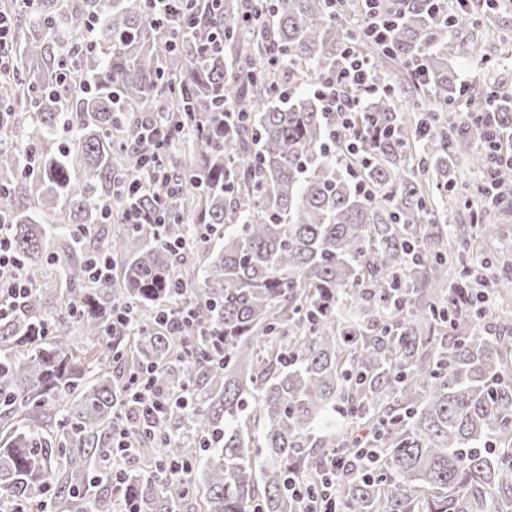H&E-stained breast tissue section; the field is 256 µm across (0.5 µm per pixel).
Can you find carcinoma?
Instances as JSON below:
<instances>
[{
    "mask_svg": "<svg viewBox=\"0 0 512 512\" xmlns=\"http://www.w3.org/2000/svg\"><path fill=\"white\" fill-rule=\"evenodd\" d=\"M174 7L169 40L144 0L13 4L28 26L0 82V220L32 291L0 319V509L300 512L296 486L319 483L336 455L339 512H512V308L496 309L492 333L442 337L481 317L475 280L460 269L450 293L432 287L448 274L434 201L462 202L456 136L481 138L489 111L512 135V95L459 84L448 65L474 12L389 5L381 42L348 30L356 0ZM90 12L103 47L62 55L58 28ZM351 46L409 55L405 81L420 66L432 92L425 111L471 107L468 124L433 122L410 164L412 131L378 66L354 116L370 196L335 148L353 129L300 89ZM70 114L67 143L49 151ZM155 117L161 143L139 137ZM465 165L489 160L478 150ZM495 180L511 197L512 168ZM121 182L137 191L121 210L163 222L105 224ZM192 241L198 268L174 249ZM101 258L119 280L93 278ZM485 267L512 282V264ZM172 311L188 326H159ZM142 385L183 400L146 419ZM117 424L135 445L119 485L102 469Z\"/></svg>",
    "mask_w": 512,
    "mask_h": 512,
    "instance_id": "obj_1",
    "label": "carcinoma"
}]
</instances>
